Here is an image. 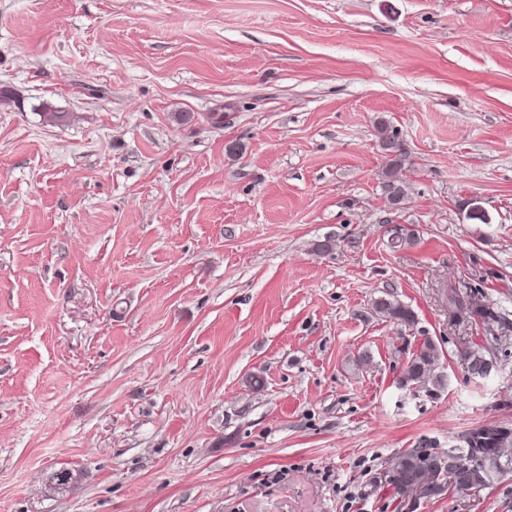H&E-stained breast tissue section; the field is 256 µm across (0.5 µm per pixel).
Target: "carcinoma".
Listing matches in <instances>:
<instances>
[{
  "label": "carcinoma",
  "mask_w": 512,
  "mask_h": 512,
  "mask_svg": "<svg viewBox=\"0 0 512 512\" xmlns=\"http://www.w3.org/2000/svg\"><path fill=\"white\" fill-rule=\"evenodd\" d=\"M377 136L387 160L382 188L389 190L397 206L401 207L407 196L405 184L398 177L406 157L404 147L398 131L386 122L377 126ZM372 308L379 316L398 325L410 327L415 323L413 311L391 294L373 299ZM448 314L460 323L479 319L484 324H490L500 320L498 313L484 304L475 293L466 296L450 293ZM460 355L468 367L478 360L493 362L489 348L483 343H465L460 349ZM440 362L441 350L438 345L430 338L425 339L409 357L403 372V381L416 389L431 387L439 391L445 388L448 377L440 370ZM448 455L453 456L457 461V468L465 473L468 486H483L501 474L503 465H512V428H472L459 437V444L450 446L443 452L419 443L391 458L385 471V483L400 495L408 482L420 478L431 465L437 464Z\"/></svg>",
  "instance_id": "cac0c4a2"
}]
</instances>
